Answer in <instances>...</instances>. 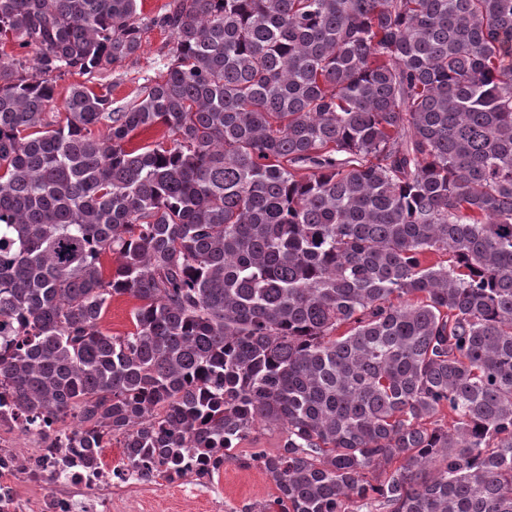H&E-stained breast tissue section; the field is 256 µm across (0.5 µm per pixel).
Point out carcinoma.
Listing matches in <instances>:
<instances>
[{
  "label": "carcinoma",
  "mask_w": 512,
  "mask_h": 512,
  "mask_svg": "<svg viewBox=\"0 0 512 512\" xmlns=\"http://www.w3.org/2000/svg\"><path fill=\"white\" fill-rule=\"evenodd\" d=\"M137 2L0 0L9 408L168 483L280 428L260 512H512V0H172L130 106L58 101ZM139 305L140 301L127 295L114 297L101 321L102 331L117 336L133 332L132 312Z\"/></svg>",
  "instance_id": "obj_1"
}]
</instances>
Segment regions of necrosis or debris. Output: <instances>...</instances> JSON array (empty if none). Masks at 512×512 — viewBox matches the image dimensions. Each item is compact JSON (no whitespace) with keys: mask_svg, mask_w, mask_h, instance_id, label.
I'll use <instances>...</instances> for the list:
<instances>
[{"mask_svg":"<svg viewBox=\"0 0 512 512\" xmlns=\"http://www.w3.org/2000/svg\"><path fill=\"white\" fill-rule=\"evenodd\" d=\"M24 426L21 417L0 414V512H112L141 491L136 469L87 466L63 436ZM21 434L33 441L31 453L18 448Z\"/></svg>","mask_w":512,"mask_h":512,"instance_id":"4bbe7bcc","label":"necrosis or debris"}]
</instances>
